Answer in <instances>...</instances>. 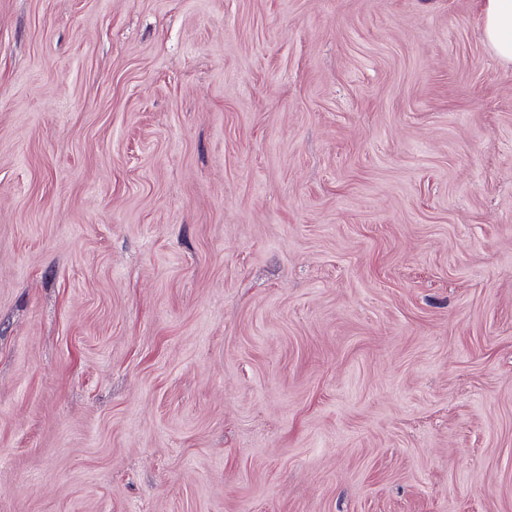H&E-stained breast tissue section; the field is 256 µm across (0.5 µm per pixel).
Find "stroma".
<instances>
[{
    "mask_svg": "<svg viewBox=\"0 0 512 512\" xmlns=\"http://www.w3.org/2000/svg\"><path fill=\"white\" fill-rule=\"evenodd\" d=\"M0 512H512L478 0H0Z\"/></svg>",
    "mask_w": 512,
    "mask_h": 512,
    "instance_id": "stroma-1",
    "label": "stroma"
}]
</instances>
